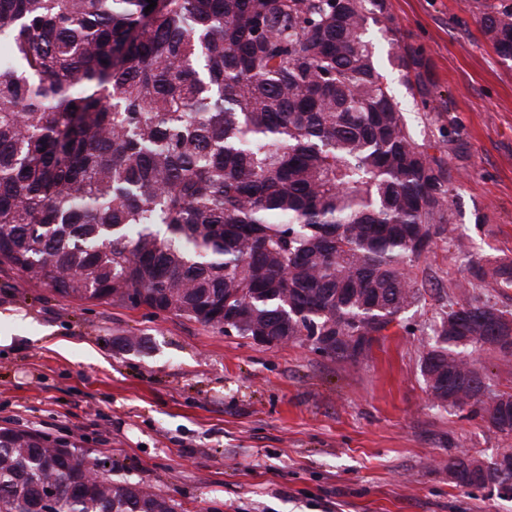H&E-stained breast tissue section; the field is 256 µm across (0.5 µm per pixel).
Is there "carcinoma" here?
<instances>
[{
    "mask_svg": "<svg viewBox=\"0 0 512 512\" xmlns=\"http://www.w3.org/2000/svg\"><path fill=\"white\" fill-rule=\"evenodd\" d=\"M0 0V263L73 300L146 307L358 362L422 297L410 267L448 224V168L392 74L429 63L386 0ZM512 62V0L480 4ZM391 46L382 70L366 38ZM512 263L472 261L419 356L439 409L512 435V362L482 296ZM456 457V486L512 479ZM82 449L0 427V512H178L152 485L87 475ZM479 359L489 373L492 389L512 391V362L505 363L490 351L482 353Z\"/></svg>",
    "mask_w": 512,
    "mask_h": 512,
    "instance_id": "carcinoma-1",
    "label": "carcinoma"
}]
</instances>
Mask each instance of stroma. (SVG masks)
Returning <instances> with one entry per match:
<instances>
[{
  "instance_id": "35a3bbf8",
  "label": "stroma",
  "mask_w": 512,
  "mask_h": 512,
  "mask_svg": "<svg viewBox=\"0 0 512 512\" xmlns=\"http://www.w3.org/2000/svg\"><path fill=\"white\" fill-rule=\"evenodd\" d=\"M479 0H387L428 60L429 95L394 92L448 167L449 224L412 269L421 301L369 358L258 345L169 313L65 300L0 265V427L64 438L184 512H512L451 482L512 435L430 404L417 360L440 295L469 261L512 256V66L483 37ZM146 337L127 351L120 339Z\"/></svg>"
}]
</instances>
